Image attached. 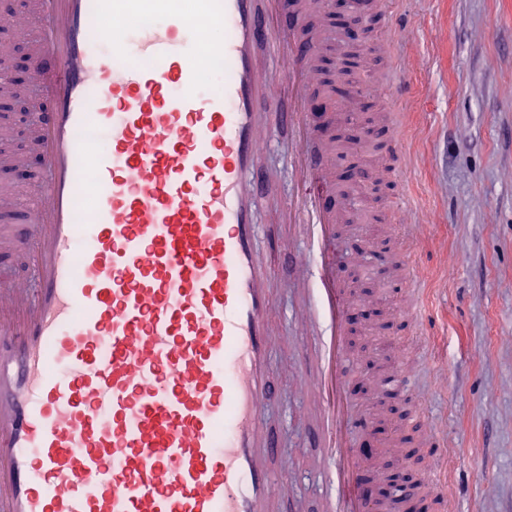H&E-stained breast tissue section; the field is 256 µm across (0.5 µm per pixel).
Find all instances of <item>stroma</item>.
I'll list each match as a JSON object with an SVG mask.
<instances>
[{"label": "stroma", "mask_w": 512, "mask_h": 512, "mask_svg": "<svg viewBox=\"0 0 512 512\" xmlns=\"http://www.w3.org/2000/svg\"><path fill=\"white\" fill-rule=\"evenodd\" d=\"M390 10L409 83L386 97L389 64L381 58L368 82L382 92L373 102L382 130L400 128L403 156L394 158L387 140L363 146L361 162L385 168L389 187L378 198L379 220L349 233L402 249L407 230L393 217L400 196L405 216L426 226L414 256L420 283L400 299L429 310L430 333L419 335L402 318L392 339L415 350L412 379L448 451L437 459L415 441L402 463L422 472L438 466L454 489L451 512H512V0H392ZM0 129L9 132L6 150L31 161L22 179L0 171V182L21 192L17 203L0 206V218L19 224L39 193L36 150L18 117L0 118ZM289 136L278 128L264 158L273 173L266 193L281 201L303 191L284 162ZM273 219L260 207V247L280 274L268 421L291 462L279 476L283 492L301 499L304 512H320L315 419L296 388L300 309L290 286L303 242L273 232Z\"/></svg>", "instance_id": "35a3bbf8"}]
</instances>
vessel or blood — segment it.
Wrapping results in <instances>:
<instances>
[{
    "mask_svg": "<svg viewBox=\"0 0 512 512\" xmlns=\"http://www.w3.org/2000/svg\"><path fill=\"white\" fill-rule=\"evenodd\" d=\"M33 0L40 105L28 133L42 194L0 251L32 288L0 279V512H271L280 443L265 424L274 266L256 248L269 116L288 120L301 181L331 183L309 120L315 61L343 34L303 35L326 0ZM196 25H189L187 14ZM137 46V61L127 57ZM221 75L203 89L200 60ZM92 214L90 224L77 220ZM308 242L297 286L314 352L301 390L323 403L325 512H396L442 495L437 470L371 504L347 395L351 301L336 273L337 212L304 196L275 207ZM0 274L21 288H31L33 285V272L22 256H9L4 261L0 258Z\"/></svg>",
    "mask_w": 512,
    "mask_h": 512,
    "instance_id": "obj_1",
    "label": "vessel or blood"
}]
</instances>
